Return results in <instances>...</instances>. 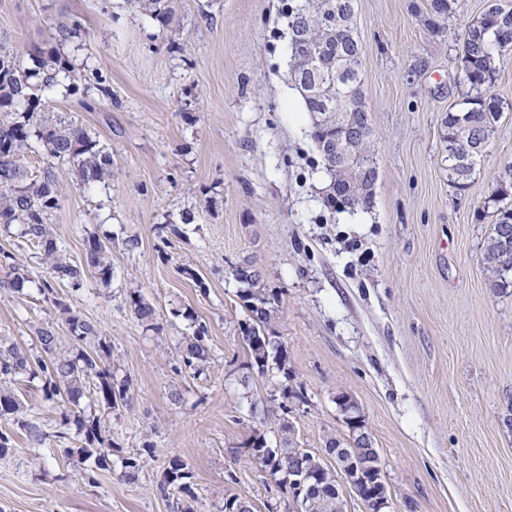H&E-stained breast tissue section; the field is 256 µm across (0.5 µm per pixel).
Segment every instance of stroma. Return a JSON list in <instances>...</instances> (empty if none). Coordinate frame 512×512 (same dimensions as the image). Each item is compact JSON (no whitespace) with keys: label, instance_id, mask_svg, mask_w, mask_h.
I'll return each instance as SVG.
<instances>
[{"label":"stroma","instance_id":"1","mask_svg":"<svg viewBox=\"0 0 512 512\" xmlns=\"http://www.w3.org/2000/svg\"><path fill=\"white\" fill-rule=\"evenodd\" d=\"M174 3L168 29L127 0H0V43L78 68L79 92L52 104L112 153L111 181L89 190L60 166L50 221L70 261L86 263L91 237L112 252L111 283L87 274L72 304L110 340L106 363L133 393L102 416L113 451L91 483L67 455L82 434L61 428L41 380L20 377L46 439L32 446L13 427L0 512H175L177 494L158 490L172 458L191 472L196 512H224L232 495L252 512H288V489L247 448L266 379L249 374L241 339L231 271L246 259L279 307L302 448L320 455L329 433L347 436L345 393L379 453L388 512H512V288H491L481 262L512 112L455 192L441 130L458 96L456 46L427 24V0H358L378 179L367 212H335L289 78L283 0ZM134 291L154 306L153 326L135 318ZM197 324L210 346L200 373L178 355ZM47 326L67 340L34 285L0 289V342L36 347ZM147 444L152 459L127 479L122 459Z\"/></svg>","mask_w":512,"mask_h":512}]
</instances>
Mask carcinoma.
Masks as SVG:
<instances>
[{
	"label": "carcinoma",
	"mask_w": 512,
	"mask_h": 512,
	"mask_svg": "<svg viewBox=\"0 0 512 512\" xmlns=\"http://www.w3.org/2000/svg\"><path fill=\"white\" fill-rule=\"evenodd\" d=\"M144 14L163 25L175 20L172 0H128ZM357 0H290L285 7L288 51L302 49L308 61L296 64L294 86L306 111L312 117L313 141L334 139L339 133L331 123H320L325 113L348 112V121L361 131V159L366 173L359 185L349 188L339 179L330 185L327 202L333 207L354 212L369 208L378 171L371 150L373 130L369 115L362 108L365 98L362 73V43L353 19ZM455 12V0H430V14L448 19ZM458 54L455 85L459 89L457 103L442 122V141L448 161V184L462 192L469 187L476 168L492 142L503 112L512 105L491 93L499 74L500 59L512 51V0H484L481 14L457 34ZM70 93L78 88L74 70L63 65L55 53L26 54L0 46V229L10 232L19 226L17 237L40 249L39 262L44 269L36 286L68 326L69 343L59 342L50 328L38 331L40 348L33 351L0 344V422L15 421L24 428L32 444L44 443L40 425L26 418L24 405L16 397L13 385L21 375L42 381L44 399L61 400L78 406L88 400L87 407L117 411L130 405L133 394L129 383L114 379L104 358L110 356L112 344L97 326L74 310L70 301L55 291V281H65L72 293L80 291L84 278L83 265L66 260L57 244L55 225L49 223L52 210L58 208L64 191L58 165L69 164L76 181L86 189L112 179V152L101 146L88 130L62 119L51 109L55 91ZM43 156L36 174L24 166L30 153ZM493 206L494 222L482 251V263L491 277L492 287H512V162L501 169L496 186L488 196ZM88 265L97 271L104 284L112 280L110 252L99 241H88ZM233 278L242 285L238 297L243 301L247 319L241 326L242 341L249 353L250 367L269 376L270 388L265 402L276 404L288 414V399L297 396L274 373L288 375L287 351L272 330L277 309L261 288V271L245 259L232 268ZM31 281L27 268L17 254L0 249V288L21 290ZM130 306L138 320H155L154 307L142 295L130 296ZM179 356L188 369L196 372L209 354L207 328L200 324L179 345ZM76 423L84 431V445L68 449L75 458V468L89 481H95L90 470L81 467L94 460L98 470L108 466L112 446H104L101 418L96 414L75 417L64 410L61 426ZM281 442L273 448L264 430L255 427L249 442L250 455L262 471L282 475L283 483L296 494L294 461L310 452L298 448L290 437L293 429L287 420L280 426ZM354 454H374L372 441L349 436L338 440L329 437L325 451L336 450V442ZM190 474L178 458L169 460L159 483L164 494L174 490L194 498L187 482ZM339 483L327 474L304 486L303 493L317 503L313 512H330V501L336 498Z\"/></svg>",
	"instance_id": "obj_1"
}]
</instances>
